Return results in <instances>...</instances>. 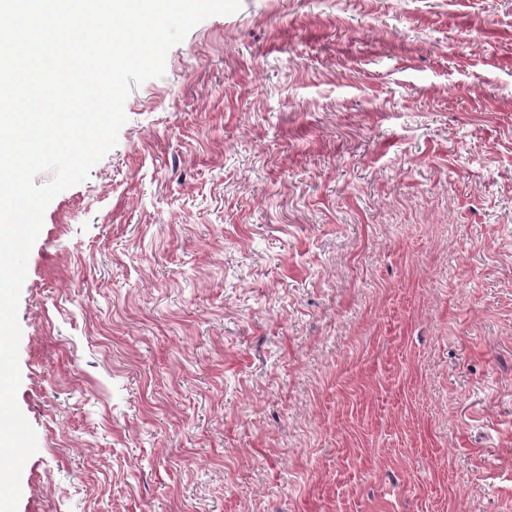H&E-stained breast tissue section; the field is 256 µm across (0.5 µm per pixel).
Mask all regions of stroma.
Returning a JSON list of instances; mask_svg holds the SVG:
<instances>
[{"label":"stroma","instance_id":"1","mask_svg":"<svg viewBox=\"0 0 512 512\" xmlns=\"http://www.w3.org/2000/svg\"><path fill=\"white\" fill-rule=\"evenodd\" d=\"M27 259L18 512H512V0H241Z\"/></svg>","mask_w":512,"mask_h":512}]
</instances>
